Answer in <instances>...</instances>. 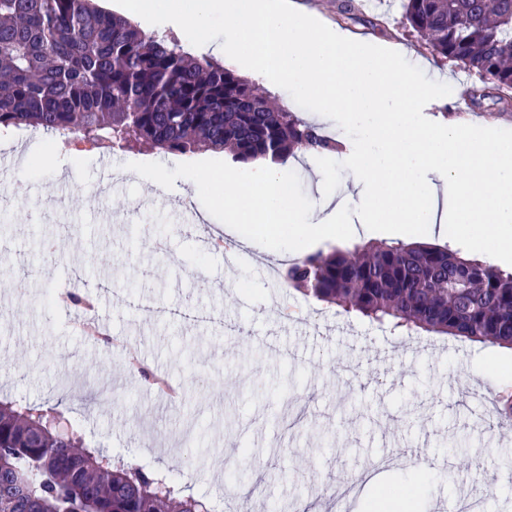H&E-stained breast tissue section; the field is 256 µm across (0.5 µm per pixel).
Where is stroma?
<instances>
[{
    "instance_id": "stroma-1",
    "label": "stroma",
    "mask_w": 512,
    "mask_h": 512,
    "mask_svg": "<svg viewBox=\"0 0 512 512\" xmlns=\"http://www.w3.org/2000/svg\"><path fill=\"white\" fill-rule=\"evenodd\" d=\"M325 24L359 39L401 44L457 84L459 120L512 135V89L493 90L461 64L433 56L400 23L401 0L361 6L352 18L336 0H289ZM52 135L0 136V156L32 164L8 186L22 193L1 235L0 395L50 406L64 400L88 444L125 463L163 474L197 498L231 496L236 507L295 512L302 501L344 481L352 466L380 457L390 469L384 494L408 498L412 512H455L462 492L484 512L512 505V440L491 428L486 397L512 398V349L425 331L412 334L370 323L288 288L268 275L262 240L249 263L228 268L222 252L205 251L200 225L182 223L179 208L209 206L205 190L172 195L130 214L151 192L157 150L112 152L114 170H133L100 198L101 158L79 153L62 172L39 167ZM166 242L153 249V237ZM64 254L47 261L43 246ZM87 288L108 318L113 338L137 358L103 346L77 327L79 313L40 301L53 286ZM212 312L198 327L185 319L154 321L140 302ZM147 369L172 385L173 399L141 380ZM425 457L435 475L418 491L407 461ZM257 495L245 500L243 488Z\"/></svg>"
}]
</instances>
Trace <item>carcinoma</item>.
Masks as SVG:
<instances>
[{"label":"carcinoma","instance_id":"carcinoma-1","mask_svg":"<svg viewBox=\"0 0 512 512\" xmlns=\"http://www.w3.org/2000/svg\"><path fill=\"white\" fill-rule=\"evenodd\" d=\"M400 23L436 55L512 89V0H402ZM1 126L39 128L64 147L227 149L239 163L336 150L252 81L92 0H0ZM284 281L380 325L512 347V274L446 248L316 252ZM65 414L0 401V512H205L154 471L86 445Z\"/></svg>","mask_w":512,"mask_h":512}]
</instances>
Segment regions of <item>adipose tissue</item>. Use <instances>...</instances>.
Here are the masks:
<instances>
[{
    "instance_id": "obj_1",
    "label": "adipose tissue",
    "mask_w": 512,
    "mask_h": 512,
    "mask_svg": "<svg viewBox=\"0 0 512 512\" xmlns=\"http://www.w3.org/2000/svg\"><path fill=\"white\" fill-rule=\"evenodd\" d=\"M144 33L171 31L184 48L223 59L262 85H286L311 104L314 123L347 117L357 147L337 154L339 168L316 172L324 204L290 195L287 166L258 159L204 179L225 232L252 241L267 225L273 255L297 256L319 239L432 230L464 241L477 257L512 258V136L467 123L426 122L421 103L448 107V80L399 44L359 43L285 0H122ZM222 24L221 36L212 33ZM446 221L433 227L437 191Z\"/></svg>"
}]
</instances>
